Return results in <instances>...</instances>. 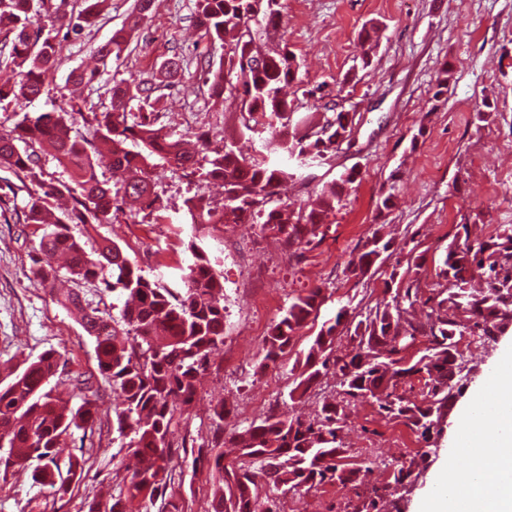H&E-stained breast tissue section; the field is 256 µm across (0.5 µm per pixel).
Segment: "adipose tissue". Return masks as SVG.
<instances>
[{
	"instance_id": "1",
	"label": "adipose tissue",
	"mask_w": 512,
	"mask_h": 512,
	"mask_svg": "<svg viewBox=\"0 0 512 512\" xmlns=\"http://www.w3.org/2000/svg\"><path fill=\"white\" fill-rule=\"evenodd\" d=\"M453 453L466 468L440 471L418 504V512H459L469 493L471 512H512V380L496 390L495 412L479 415L470 404L458 415Z\"/></svg>"
}]
</instances>
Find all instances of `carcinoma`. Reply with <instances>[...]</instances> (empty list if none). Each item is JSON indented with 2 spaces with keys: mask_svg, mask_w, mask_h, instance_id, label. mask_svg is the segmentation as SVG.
<instances>
[{
  "mask_svg": "<svg viewBox=\"0 0 512 512\" xmlns=\"http://www.w3.org/2000/svg\"><path fill=\"white\" fill-rule=\"evenodd\" d=\"M75 13L69 0H0V28L13 35L8 60L19 69V80L0 85V103L14 104L13 126L0 132V168L18 183L6 184L12 195L26 193L24 223L38 227L39 242L31 255V275L44 288H54L63 275L75 287L56 294L57 302L78 313L92 337L101 378L121 404L112 409V430L126 440L129 453L142 461L126 491L107 501L94 497L87 512H140V505L162 501V512H184L181 499L166 495L175 466L166 442L174 419V400L188 407L200 378L209 370L211 354L224 344V276L204 252L183 269L181 284L150 280L115 242L94 240L93 232L123 211L126 200L140 211L161 218L164 206L155 192L160 171L166 169L199 180L224 181V199L203 194L185 200L192 223L245 224L249 221L279 236L292 249L311 244L328 213L334 211L357 181L355 169L322 186L315 201L298 208L280 196L282 183L295 173L270 161L272 153L296 157L300 166L333 157L349 136L352 115L344 107L331 108L322 124L294 120L296 107L282 93L297 78L296 56L283 46L268 52L262 45L269 31L282 24L278 0H195L196 21L203 36L228 46L234 54L262 56V66L244 71L224 70V63L208 66L205 84L216 105L235 108L242 135L270 134L265 155L244 151L232 137L214 141L205 133L175 137L155 125L154 112L161 84L146 77L120 81L107 89L108 102L91 111L93 139L76 129L85 118L86 99L80 91L99 83L98 68L70 71L68 81L79 90L58 112L31 113L27 102L46 89L57 62L55 33L76 35L92 27L104 0H84ZM151 0H137L128 21L98 47L102 66L120 61L141 25L149 18ZM49 155L71 171V181L45 179L41 155ZM107 167L113 184L99 178ZM391 241L377 231L351 256L345 271L365 276L393 256ZM426 252L412 251L403 273L396 262L384 281L383 299L366 312L347 316L342 309L322 326L313 343L296 360L299 373L290 399L302 398L328 374L329 355L336 340L353 345L334 355L340 399L324 400L314 417L269 414L233 434L239 465H224L221 454L197 450L194 462L207 467L212 480L211 512H256L258 478L277 496L301 487L326 483L348 485L362 469L336 463L343 453L340 434L345 405L372 399L391 420L408 426L424 442L437 430L457 386L454 367L461 359L458 344L468 334L484 340L499 336L512 325V225L481 242L470 235L454 236L445 249L438 277L445 285L423 296L420 271ZM487 272L486 289H471L474 269ZM90 283L101 294L125 296L119 317L83 299L80 286ZM430 305L426 320L409 317L418 302ZM322 289L297 296L264 340L263 361L276 363L288 355L296 332L317 312ZM419 337L427 346L416 360L400 356ZM60 354L44 351L24 362L6 384L0 383V474L9 468H32L34 482L64 497L83 473L84 459L58 456L61 441L86 431L99 415L100 386L88 378L69 382L60 377ZM427 376V392L420 401L398 392L405 380ZM419 462L411 459L393 470L391 484L411 479ZM395 507L385 494L367 497L359 512Z\"/></svg>",
  "mask_w": 512,
  "mask_h": 512,
  "instance_id": "obj_1",
  "label": "carcinoma"
}]
</instances>
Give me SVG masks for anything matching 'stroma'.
<instances>
[{"instance_id": "stroma-1", "label": "stroma", "mask_w": 512, "mask_h": 512, "mask_svg": "<svg viewBox=\"0 0 512 512\" xmlns=\"http://www.w3.org/2000/svg\"><path fill=\"white\" fill-rule=\"evenodd\" d=\"M283 27L270 41L288 46L299 63L295 83L286 93L299 115L323 117L317 86L341 94L353 114L351 144L327 164L311 168L310 183L291 180L280 191L289 203L314 198L321 186L346 169L358 180L349 196L329 213L322 241L288 251L282 241L257 224H210L196 229L184 206L201 192L214 199L221 182H192L165 173L155 190L165 205L164 220L144 221L136 203L101 225L99 237L117 243L144 275L176 282L197 245L224 276V343L215 351L187 411L176 412L168 435L177 461L171 491L187 512H208L212 484L196 467L195 448H213L216 434L231 436L271 413L311 418L319 399L290 400L299 372L298 356L306 352L323 323L340 308L357 314L384 296L383 274L354 277L344 267L373 232L392 241L394 256L406 260L411 248L427 254L421 275L432 289L444 249L459 225L471 237L495 235L512 224V0H279ZM134 0H108L97 26L82 38L57 36L58 67L48 90L30 104L33 112L65 106L69 72L91 65L97 48L121 28ZM375 30L376 49L361 33ZM180 56L188 67L161 90L158 123L177 135L208 133L213 139L238 136L233 112L213 105L200 92V58H227L220 45L203 38L195 20V0H155L148 21L139 29L117 71L101 76V88L86 94L99 109L103 91L114 80H137L158 71L164 60ZM448 73V88L437 81ZM396 187V206L382 213L377 203ZM38 238L33 225L15 213L0 218V375L23 359L55 349L64 363L62 378H98L94 343L74 315L55 302L47 289L29 277V255ZM322 288L325 300L315 317L294 337L288 355L263 366V342L294 298ZM512 348V328L486 349L478 337L463 336L459 350L478 368L477 378L463 384L455 405H466L482 379L488 378L501 354ZM101 412L92 430L75 432L59 448L60 458L82 456L85 469L64 497L33 483L29 470L11 468L0 479V512H86L98 495L124 490L135 460L112 431V409L120 399L101 384ZM226 404L223 419L214 409ZM456 410L449 413L433 446H426L404 424L381 414L376 402L359 399L345 409L342 438L349 455L366 472L357 486L325 484L280 499L281 512H355L372 488L390 480L397 465L419 457L420 476L409 488L395 489L400 512H415L438 471L461 470L451 451ZM219 448V447H216ZM225 464L239 463L235 448H219Z\"/></svg>"}]
</instances>
